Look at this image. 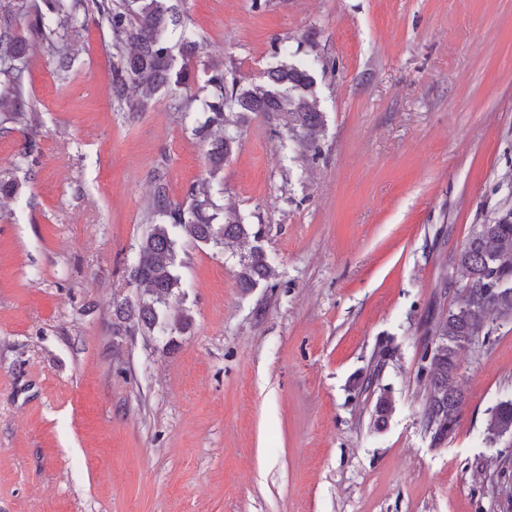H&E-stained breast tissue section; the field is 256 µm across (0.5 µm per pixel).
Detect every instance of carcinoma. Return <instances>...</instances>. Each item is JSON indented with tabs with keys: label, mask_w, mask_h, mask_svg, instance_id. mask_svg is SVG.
I'll return each instance as SVG.
<instances>
[{
	"label": "carcinoma",
	"mask_w": 512,
	"mask_h": 512,
	"mask_svg": "<svg viewBox=\"0 0 512 512\" xmlns=\"http://www.w3.org/2000/svg\"><path fill=\"white\" fill-rule=\"evenodd\" d=\"M94 14L108 29L115 50L109 99L130 112H145L150 96L162 89L172 109L186 116L193 103L200 101L203 121L192 132L209 146L210 175L224 170V162L238 146L239 123L255 112L276 115L289 141L305 143L319 152L324 115L316 74L324 68L321 58L298 59L281 49L275 53V63L247 88L228 84L224 69L210 68L203 86L207 95L199 100L190 93L189 80L201 45L182 21L179 0H0V121L27 125L31 102L23 78L31 52L41 49L59 73L72 71L76 56L69 48L68 33L84 26ZM132 87L144 94L136 103L128 100ZM22 134L18 157L31 165L40 153L39 134L33 130ZM190 196L189 205L174 204L165 185H157L147 215L150 229L128 268V283L143 288V294L133 306L126 300L116 302L118 323L112 326V335L141 328L171 341L173 335L187 329V315L169 314L171 300L181 290L175 264L180 238L219 246L226 240L259 236L242 218H224V208L213 199L210 181L193 187ZM455 264L467 274L463 298L441 313L431 327L434 347L425 354L427 363L422 367L431 385L427 426L439 442L457 422V348L480 335L487 325L512 319V208L477 225L455 256ZM274 277L275 271L259 247L253 248L238 274L240 287L246 289ZM501 281L511 287H498ZM487 431L493 437L512 434V399L494 408Z\"/></svg>",
	"instance_id": "1"
}]
</instances>
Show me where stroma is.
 I'll return each instance as SVG.
<instances>
[{"label": "stroma", "instance_id": "stroma-1", "mask_svg": "<svg viewBox=\"0 0 512 512\" xmlns=\"http://www.w3.org/2000/svg\"><path fill=\"white\" fill-rule=\"evenodd\" d=\"M212 63L247 87L276 47L321 56L319 153L272 115L240 128L226 212L259 238L176 253L190 327L112 333L158 184L186 202L208 168L164 94L122 112L89 21L72 72L36 53L40 138L0 132V512H512V320L457 351L454 430L434 441L421 357L460 300L452 258L512 206V0H183ZM261 247L274 287L240 288ZM370 388H361L364 377ZM393 409L372 414L380 393ZM487 431L493 437L507 433L512 437V399L500 402L494 408L488 419Z\"/></svg>", "mask_w": 512, "mask_h": 512}]
</instances>
